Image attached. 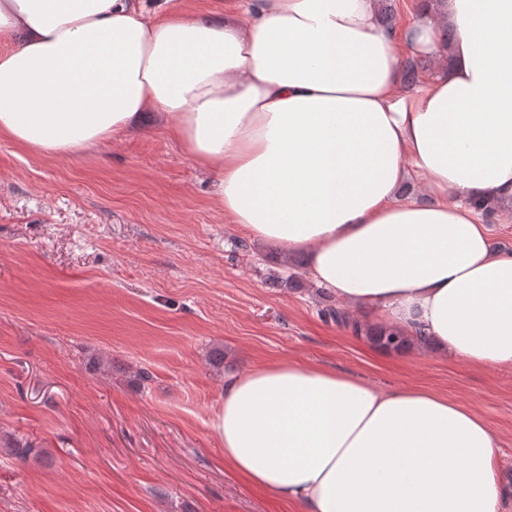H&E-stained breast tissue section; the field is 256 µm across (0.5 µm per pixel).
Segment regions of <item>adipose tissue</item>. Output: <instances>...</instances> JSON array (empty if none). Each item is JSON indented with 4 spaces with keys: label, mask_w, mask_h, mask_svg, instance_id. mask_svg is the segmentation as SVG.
<instances>
[{
    "label": "adipose tissue",
    "mask_w": 512,
    "mask_h": 512,
    "mask_svg": "<svg viewBox=\"0 0 512 512\" xmlns=\"http://www.w3.org/2000/svg\"><path fill=\"white\" fill-rule=\"evenodd\" d=\"M404 53L438 72L406 89ZM150 113L218 174L230 223L305 254L362 321L512 369V252L472 206L512 201V0H432L397 30L377 0H0V139L68 156ZM414 177L431 203L400 197ZM212 428L236 474L309 512L507 510L486 420L424 388L285 361L225 378Z\"/></svg>",
    "instance_id": "obj_1"
}]
</instances>
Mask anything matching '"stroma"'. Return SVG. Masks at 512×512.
<instances>
[{
  "label": "stroma",
  "instance_id": "obj_1",
  "mask_svg": "<svg viewBox=\"0 0 512 512\" xmlns=\"http://www.w3.org/2000/svg\"><path fill=\"white\" fill-rule=\"evenodd\" d=\"M275 253L156 121L71 156L0 140V512H307L226 468L211 427L225 377L276 361L474 409L512 498V370L379 357Z\"/></svg>",
  "mask_w": 512,
  "mask_h": 512
}]
</instances>
